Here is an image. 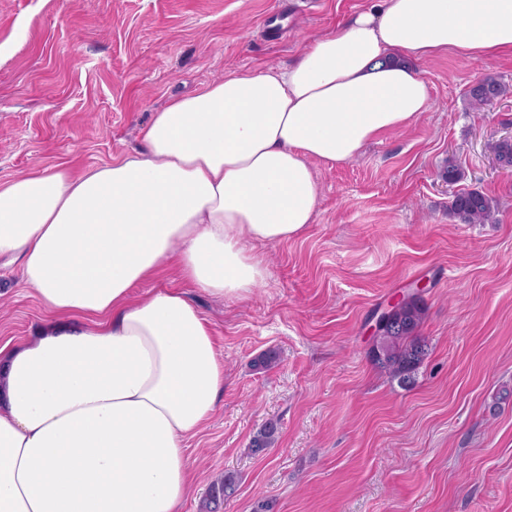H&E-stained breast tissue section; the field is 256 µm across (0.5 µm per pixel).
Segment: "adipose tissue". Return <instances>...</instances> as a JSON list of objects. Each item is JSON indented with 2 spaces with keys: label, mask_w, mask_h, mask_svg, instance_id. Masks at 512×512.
Returning <instances> with one entry per match:
<instances>
[{
  "label": "adipose tissue",
  "mask_w": 512,
  "mask_h": 512,
  "mask_svg": "<svg viewBox=\"0 0 512 512\" xmlns=\"http://www.w3.org/2000/svg\"><path fill=\"white\" fill-rule=\"evenodd\" d=\"M512 55V0H382L283 70L240 71L154 114L141 152L0 187V258L46 316L0 349V512H179L187 443L224 365L186 292L137 287L166 263L215 299L269 275L300 237L313 164H343L426 111L421 60Z\"/></svg>",
  "instance_id": "adipose-tissue-1"
}]
</instances>
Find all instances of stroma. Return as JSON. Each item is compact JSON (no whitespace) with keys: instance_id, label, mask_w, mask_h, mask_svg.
I'll use <instances>...</instances> for the list:
<instances>
[{"instance_id":"35a3bbf8","label":"stroma","mask_w":512,"mask_h":512,"mask_svg":"<svg viewBox=\"0 0 512 512\" xmlns=\"http://www.w3.org/2000/svg\"><path fill=\"white\" fill-rule=\"evenodd\" d=\"M378 0H0V186L143 148L153 113L243 69L288 67L314 36ZM428 109L354 160L314 166L321 202L300 238L261 247L266 284L246 299L188 295L224 362V397L188 443L198 512L215 477L221 512H512V57L416 63ZM493 77L507 96L473 110ZM463 170L448 184L447 159ZM498 203L493 224L453 216L456 193ZM424 283L428 347L402 387L368 356L376 308ZM44 317L0 261V346ZM273 349L277 366L252 360ZM277 422L273 447L251 441ZM238 491V481L233 473H224V476L213 483L202 503L205 512H219L224 502L233 498Z\"/></svg>"}]
</instances>
